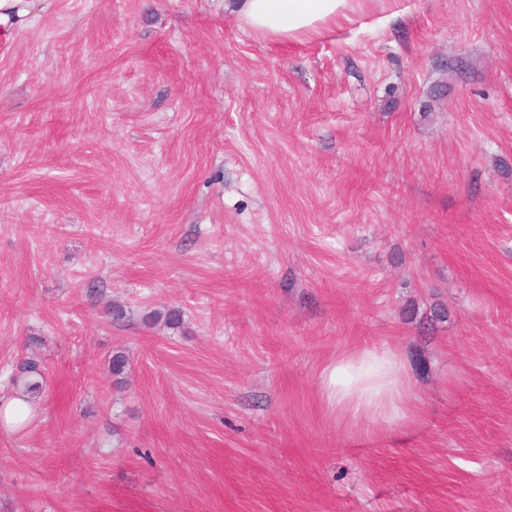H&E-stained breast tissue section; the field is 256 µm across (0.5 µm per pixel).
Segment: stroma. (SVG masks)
I'll return each mask as SVG.
<instances>
[{
  "mask_svg": "<svg viewBox=\"0 0 512 512\" xmlns=\"http://www.w3.org/2000/svg\"><path fill=\"white\" fill-rule=\"evenodd\" d=\"M371 347L412 418L328 404ZM25 358L0 512H512V0L291 43L35 0L0 26L1 399ZM13 387H22L32 398H40L44 394V382L40 365L34 359H23L18 373L11 378Z\"/></svg>",
  "mask_w": 512,
  "mask_h": 512,
  "instance_id": "1",
  "label": "stroma"
}]
</instances>
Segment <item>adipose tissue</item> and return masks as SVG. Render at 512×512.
Segmentation results:
<instances>
[{"label": "adipose tissue", "instance_id": "obj_1", "mask_svg": "<svg viewBox=\"0 0 512 512\" xmlns=\"http://www.w3.org/2000/svg\"><path fill=\"white\" fill-rule=\"evenodd\" d=\"M363 0H231L240 23L270 41L315 39L331 27L353 22ZM327 401L351 416L371 414L386 422L407 416L410 388L400 355L389 348L362 349L337 357L323 369Z\"/></svg>", "mask_w": 512, "mask_h": 512}]
</instances>
